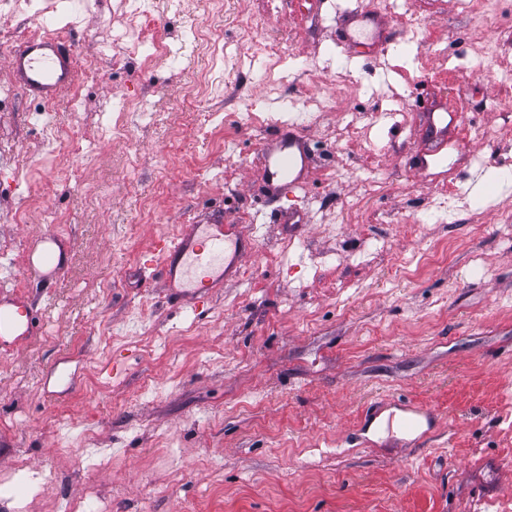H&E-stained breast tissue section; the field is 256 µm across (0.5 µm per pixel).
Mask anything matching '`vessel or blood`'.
Returning <instances> with one entry per match:
<instances>
[{
  "label": "vessel or blood",
  "instance_id": "obj_1",
  "mask_svg": "<svg viewBox=\"0 0 512 512\" xmlns=\"http://www.w3.org/2000/svg\"><path fill=\"white\" fill-rule=\"evenodd\" d=\"M8 68L16 87L48 104L70 90L75 78L66 42L37 33L10 57ZM305 137L304 127L293 123L266 139L265 173L271 192L304 191L311 166ZM253 251V238L240 225L220 220L188 225L160 248L169 297L195 303L221 290L239 278L245 258ZM16 334L34 336V318L25 306L0 300V340Z\"/></svg>",
  "mask_w": 512,
  "mask_h": 512
}]
</instances>
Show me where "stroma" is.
<instances>
[{"label": "stroma", "mask_w": 512, "mask_h": 512, "mask_svg": "<svg viewBox=\"0 0 512 512\" xmlns=\"http://www.w3.org/2000/svg\"><path fill=\"white\" fill-rule=\"evenodd\" d=\"M459 0H171L141 10L169 49L115 60L119 0H16L0 43L49 32L69 41L78 81L53 104L18 92L0 55V296L39 318L0 350V474L51 472L23 512H64L88 483L110 512H496L512 501V4L495 35ZM440 43L419 41L415 17ZM300 45L282 95L329 75L334 106L306 123L305 203L271 197L267 130L245 123L265 85L225 100L235 56L214 45L242 21ZM454 77H447V69ZM392 87L406 124L368 126ZM452 101L441 165L427 108ZM133 117L112 139L120 107ZM497 135L474 140L475 130ZM386 184L364 193L367 178ZM492 193L472 194L479 179ZM453 185L465 210L443 215ZM154 197L155 219H137ZM244 225L255 252L207 302L169 304L159 240L217 219ZM53 234L51 273L29 251ZM432 409L419 433L375 432L371 407ZM112 456L89 472L85 448Z\"/></svg>", "instance_id": "stroma-1"}]
</instances>
